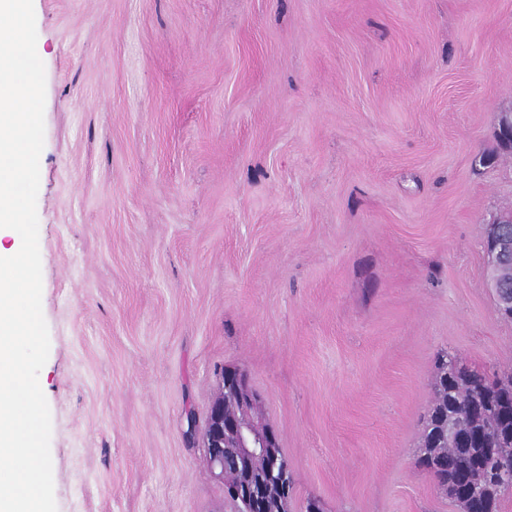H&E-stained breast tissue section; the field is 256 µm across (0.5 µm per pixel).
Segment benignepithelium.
Listing matches in <instances>:
<instances>
[{
	"mask_svg": "<svg viewBox=\"0 0 512 512\" xmlns=\"http://www.w3.org/2000/svg\"><path fill=\"white\" fill-rule=\"evenodd\" d=\"M500 150L512 151V113H503L497 132ZM501 224H512V213H502L493 220V233L486 244L487 287L498 301V310L509 318L512 316V236L499 230ZM232 399L239 403L242 421H229L224 415V400ZM260 398L252 391L245 376L238 370L221 372V385L213 400L203 435L206 457L213 475L222 483L225 476L224 453L229 451L235 468L245 467L243 485L224 487V494L234 499L254 502V497L242 493V487L251 483L259 485L262 504H268V493L272 486L278 487L287 479L286 471L278 467L280 447L279 435L275 427L257 412Z\"/></svg>",
	"mask_w": 512,
	"mask_h": 512,
	"instance_id": "obj_1",
	"label": "benign epithelium"
}]
</instances>
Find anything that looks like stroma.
<instances>
[{"label":"stroma","instance_id":"obj_1","mask_svg":"<svg viewBox=\"0 0 512 512\" xmlns=\"http://www.w3.org/2000/svg\"><path fill=\"white\" fill-rule=\"evenodd\" d=\"M57 512H236L243 371L288 512H460L419 465L438 355L512 372V0H34ZM487 287L498 301L500 314L507 318L512 315V292L507 288L512 284V236L505 231L492 234L486 244ZM239 403L242 421H229L224 415V399ZM260 398L252 391L245 376L234 368L221 371V385L218 395L213 400L203 435L206 457L213 475L224 485V494L238 500L253 502L251 493L242 494V486L227 487L225 476L224 453L230 451L235 468L243 472V484H258L256 499H261L263 508L268 507V493L273 485L281 487L287 479L286 471L278 467L280 448L279 435L275 427L257 412ZM259 493V495H258Z\"/></svg>","mask_w":512,"mask_h":512}]
</instances>
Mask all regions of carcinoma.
<instances>
[{
  "instance_id": "obj_1",
  "label": "carcinoma",
  "mask_w": 512,
  "mask_h": 512,
  "mask_svg": "<svg viewBox=\"0 0 512 512\" xmlns=\"http://www.w3.org/2000/svg\"><path fill=\"white\" fill-rule=\"evenodd\" d=\"M430 411L451 407L459 415L458 431L448 432L424 420L420 437L421 465L439 485L469 488L472 476L492 470H512V375L489 379L473 370L451 392L433 389ZM512 487L498 486L469 499V512H500Z\"/></svg>"
}]
</instances>
